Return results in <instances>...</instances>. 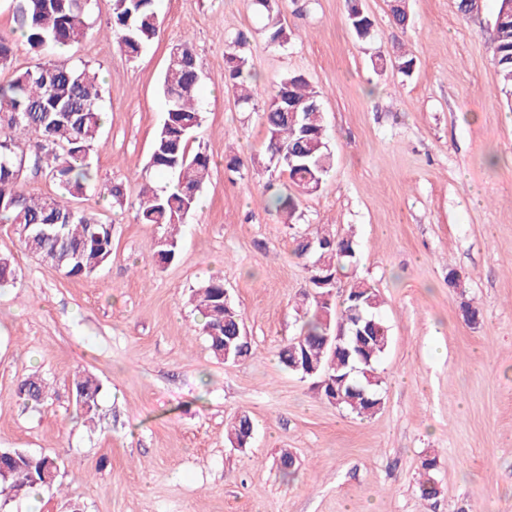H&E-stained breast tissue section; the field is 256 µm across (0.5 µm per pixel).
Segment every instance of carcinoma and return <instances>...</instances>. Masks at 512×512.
Here are the masks:
<instances>
[{
	"label": "carcinoma",
	"mask_w": 512,
	"mask_h": 512,
	"mask_svg": "<svg viewBox=\"0 0 512 512\" xmlns=\"http://www.w3.org/2000/svg\"><path fill=\"white\" fill-rule=\"evenodd\" d=\"M95 0H13V14L29 50L40 62L18 72L6 86H0V221L25 224L28 229L18 235L23 251L50 264L68 278H87L112 259V235L107 225L94 215L71 209L69 200L90 190H97L112 203L123 205L124 187L120 183H100L93 170L92 158L101 142L102 112L98 74L86 65L75 66L56 58L57 50L79 40L90 29L89 13ZM348 15L358 16L361 27L356 35L366 39L372 22L362 0H347ZM255 9L267 19L265 32L270 44H288V28L277 20L280 0H253ZM111 31L129 56L139 54L161 32L155 0H111ZM247 36L239 32L230 38L225 51L224 84L247 106L256 90V77L248 68ZM491 56L498 78V89L512 99V16L507 15L495 28ZM200 71L191 41L186 39L172 47L162 80L167 102L163 124L151 147L150 165L174 181L173 189L158 190L145 186L139 192L135 219L139 224L162 230L156 239L154 258L160 264L172 262L181 239V226L192 215L199 201L200 189L208 176L210 158L204 152L191 151L190 143L203 123L198 101ZM297 116L289 117L275 104L284 84ZM320 92L302 74L282 78L269 95L263 109L266 151L269 161L280 163L292 191L277 193L268 199L279 214L293 217L299 198L317 192L332 168L333 155L326 139ZM26 156V168L48 176L60 189L62 197L39 200L19 188L17 156ZM292 161H287V156ZM52 224L49 233L43 225ZM325 244L324 265L311 270L309 283L325 274H336L356 261L353 239L348 236L314 232ZM16 279L11 257L0 255V285ZM339 305H331V323L350 327L354 317L353 290L362 296L361 305L370 313L374 325L371 351L364 353L366 362L358 364L353 380L343 386L340 408L359 417H371L383 404L382 379L378 365L390 343L389 328L377 315L381 306L376 288L356 279ZM194 307L203 318L206 336L214 358L224 360V339L234 334L241 313L235 306L224 308V281L210 279L193 294ZM303 338L309 359L321 363L329 375L341 379L349 371L348 360L341 354L330 357L323 347L325 327L323 306L310 293L299 304ZM76 403L85 420L95 419L100 381L90 375L73 380ZM24 403L33 407L47 397V383L36 376L19 382ZM253 425L246 413L233 416L227 439H239ZM56 468L48 457L33 456L19 449L0 450V496L12 497L33 489L51 490L56 484Z\"/></svg>",
	"instance_id": "carcinoma-1"
}]
</instances>
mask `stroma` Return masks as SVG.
Segmentation results:
<instances>
[{
	"label": "stroma",
	"mask_w": 512,
	"mask_h": 512,
	"mask_svg": "<svg viewBox=\"0 0 512 512\" xmlns=\"http://www.w3.org/2000/svg\"><path fill=\"white\" fill-rule=\"evenodd\" d=\"M407 4L401 30L389 0H363L373 32L362 41L346 0H283L292 38L276 47L252 0H155L162 32L134 58L110 31L109 0L94 4L88 34L63 57L99 74L104 147L93 166L99 182L124 184L126 202L91 191L73 205L111 225L112 259L68 278L0 223V254L17 261L15 284L0 288V449L58 459L40 512H512V111L491 56L498 2L466 15L457 0ZM239 32L257 76L247 107L222 80ZM0 35L19 42L12 0H0ZM185 39L201 70L194 144L211 171L175 259L159 266L158 231L134 208L142 185L168 183L149 157L166 111L162 72ZM403 52L415 59L408 76ZM36 60L19 42L0 85ZM289 74L321 93L334 165L285 224L265 204L287 176L265 154L261 113ZM319 228L352 234L357 262L337 288L372 284L390 329L384 403L368 418L278 362L309 287L312 259L297 244ZM213 276L245 318L248 360H215L201 333L189 296ZM79 370L102 384L93 424L76 408ZM31 374L49 386L36 409L18 393ZM242 411L255 431L235 448L225 425ZM429 456L437 493L427 501L418 483Z\"/></svg>",
	"instance_id": "obj_1"
}]
</instances>
